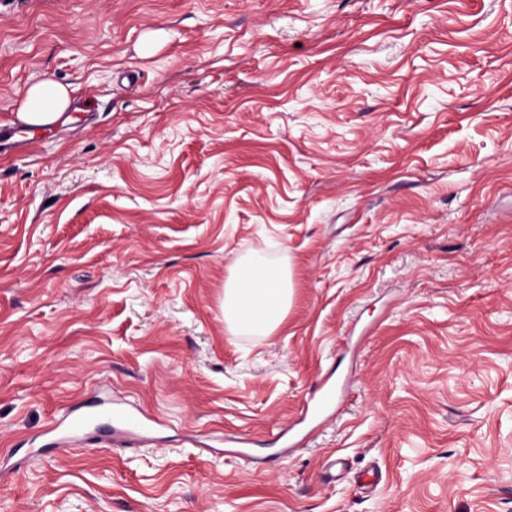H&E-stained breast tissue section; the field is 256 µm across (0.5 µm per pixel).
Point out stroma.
Returning <instances> with one entry per match:
<instances>
[{"label":"stroma","mask_w":512,"mask_h":512,"mask_svg":"<svg viewBox=\"0 0 512 512\" xmlns=\"http://www.w3.org/2000/svg\"><path fill=\"white\" fill-rule=\"evenodd\" d=\"M45 77L73 111L0 152V512H512V0H0V132ZM251 251L269 336L224 327ZM99 388L165 427L52 446ZM292 270L270 264L253 251L238 257L224 283V322L236 335L268 336L285 321L292 305ZM318 388L307 398L301 410L298 424H310L321 419L335 405L339 395V385L331 381L325 373Z\"/></svg>","instance_id":"stroma-1"}]
</instances>
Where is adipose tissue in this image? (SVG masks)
<instances>
[{
    "mask_svg": "<svg viewBox=\"0 0 512 512\" xmlns=\"http://www.w3.org/2000/svg\"><path fill=\"white\" fill-rule=\"evenodd\" d=\"M70 106V92L50 79L30 85L15 118L27 125L55 123ZM292 270L287 264H270L254 251L237 258L224 283V322L236 335L267 336L285 321L292 305Z\"/></svg>",
    "mask_w": 512,
    "mask_h": 512,
    "instance_id": "ef3b65f1",
    "label": "adipose tissue"
}]
</instances>
